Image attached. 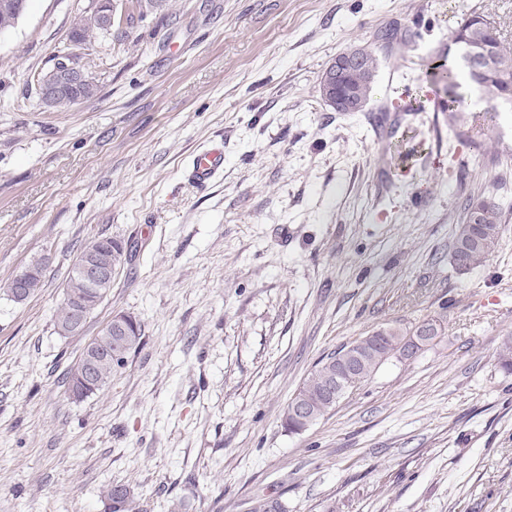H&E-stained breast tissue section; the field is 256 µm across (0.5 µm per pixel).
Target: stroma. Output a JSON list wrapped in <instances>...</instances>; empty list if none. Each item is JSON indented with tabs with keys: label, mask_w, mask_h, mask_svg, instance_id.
<instances>
[{
	"label": "stroma",
	"mask_w": 512,
	"mask_h": 512,
	"mask_svg": "<svg viewBox=\"0 0 512 512\" xmlns=\"http://www.w3.org/2000/svg\"><path fill=\"white\" fill-rule=\"evenodd\" d=\"M90 0H29L0 35V512H512V112L465 90L456 139L429 78L460 15L512 39V0H112L83 45L99 91L62 110L35 87ZM404 44L382 50L379 30ZM375 50L365 111L319 81ZM400 113L377 129L379 109ZM220 142L224 169L187 176ZM503 207L489 262H449L467 197ZM98 237L131 251L83 332L55 327L67 273ZM42 286L1 288L34 260ZM143 343L102 392L65 377L113 314ZM437 320L299 434L282 426L315 364L373 331ZM29 266L36 268V271L34 274H30L28 277V281H27L26 289H25L26 295L24 298H19L16 293V289L13 288V278L6 284L5 292H6L7 296H9L14 302H17V303L24 302L31 295H33L38 290V288H41L43 269L39 270L38 268L43 267L42 260H40V259L35 260L34 262H31V264ZM105 512H143L140 499L125 484H112L103 493Z\"/></svg>",
	"instance_id": "obj_1"
}]
</instances>
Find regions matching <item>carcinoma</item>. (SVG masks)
Segmentation results:
<instances>
[{"label": "carcinoma", "instance_id": "carcinoma-1", "mask_svg": "<svg viewBox=\"0 0 512 512\" xmlns=\"http://www.w3.org/2000/svg\"><path fill=\"white\" fill-rule=\"evenodd\" d=\"M28 0H0V32L16 27L26 12ZM104 16L101 9L93 7L77 16L70 42L84 45L96 39L106 41L103 33ZM363 59L358 67L345 78V83L354 87L358 95L370 101L375 87L378 58L374 51L362 48ZM432 69L438 71L445 80L446 99L441 111L448 117L457 118L463 111L464 96L460 88L474 87L500 99L512 107V44L502 39L499 30L482 13H472L459 18L453 29L448 50L437 57ZM98 84L94 77L86 76L77 93H66L58 97L43 98L41 103L53 109L68 108L81 100L97 95ZM481 211V221L469 223L473 210ZM502 210L490 196H470L464 204V213L453 233L450 262L459 272H468L485 264L495 253L501 239ZM128 246L117 239L94 238L85 243L72 264L64 287L63 301L56 318L59 335H69L68 324L72 307L82 308L85 318H90L101 305L112 288L106 282L98 288L91 287L81 273L80 265L85 259H93L102 265L112 266V270L127 259ZM126 329L117 327L108 331L100 330L90 344L82 351L81 358L70 367L66 376L68 392H73L81 383L85 363H90L95 391H102L112 378V372L124 365L125 357L137 349L142 341V326L135 317L121 314ZM408 332L397 327L387 326L356 342L354 376L361 383L386 361L396 356L402 339ZM122 357L114 358L115 352ZM346 349L319 361L309 375L298 386L291 397L283 416L284 428L294 434L308 429L306 422L292 414L296 405H308L315 409L314 420H319L336 406V377L342 369L341 359ZM497 366L505 373L512 374V336L503 339L496 357ZM104 512H143L140 499L132 488L125 484H112L103 493Z\"/></svg>", "mask_w": 512, "mask_h": 512}]
</instances>
